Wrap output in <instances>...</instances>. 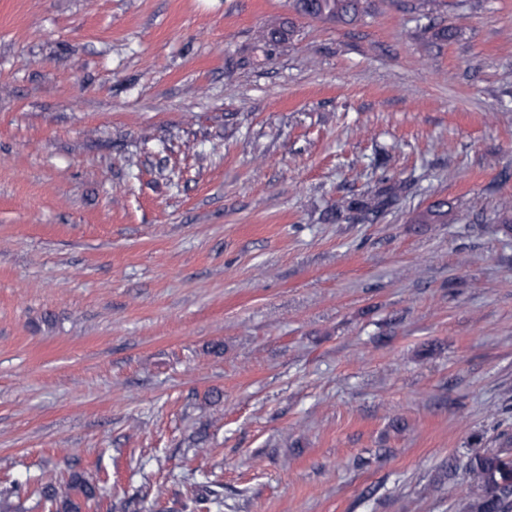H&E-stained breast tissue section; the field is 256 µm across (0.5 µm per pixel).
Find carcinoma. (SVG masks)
<instances>
[{
    "instance_id": "obj_1",
    "label": "carcinoma",
    "mask_w": 512,
    "mask_h": 512,
    "mask_svg": "<svg viewBox=\"0 0 512 512\" xmlns=\"http://www.w3.org/2000/svg\"><path fill=\"white\" fill-rule=\"evenodd\" d=\"M370 0H293L297 15L326 22L355 24L369 14ZM293 34V23L278 21L268 26L260 42H285ZM397 194L392 187L374 196L347 201L336 206L333 215L354 210L365 216L379 214L395 205ZM472 493L462 498L461 512H512V441L506 446L468 455L465 464ZM38 495L55 507L56 512H81L77 498L95 496V486L80 474L71 476L69 492L62 493L53 484L37 489Z\"/></svg>"
}]
</instances>
